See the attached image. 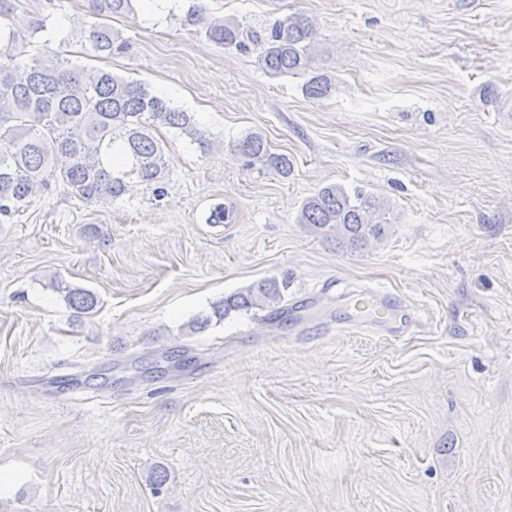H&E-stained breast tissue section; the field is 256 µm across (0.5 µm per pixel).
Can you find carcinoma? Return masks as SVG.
<instances>
[{
    "mask_svg": "<svg viewBox=\"0 0 512 512\" xmlns=\"http://www.w3.org/2000/svg\"><path fill=\"white\" fill-rule=\"evenodd\" d=\"M135 0H91L93 21L84 28L91 51L112 55L125 47L112 28L114 14L134 13ZM209 41L224 48L247 50L253 45L256 63L273 79L302 78L303 94L313 100L335 90L322 70V53L311 19L293 14L259 32L234 17L219 18L196 0L182 19ZM165 128L189 138L203 152L212 143L191 113L153 92L149 84L113 72L78 65L62 48L34 54L17 47L10 24L0 28V216L29 206L33 197L61 185L85 203L105 204L142 186L160 198L166 193ZM246 165H260L281 175L293 161L272 151L266 138L247 132L232 144ZM298 224L334 232L350 248L381 242L392 224L383 198L342 184L320 188L305 199ZM76 314L92 311L96 294L62 281L52 283ZM282 300L281 284L264 279L240 288L213 304L221 321L232 311L272 308Z\"/></svg>",
    "mask_w": 512,
    "mask_h": 512,
    "instance_id": "cac0c4a2",
    "label": "carcinoma"
}]
</instances>
